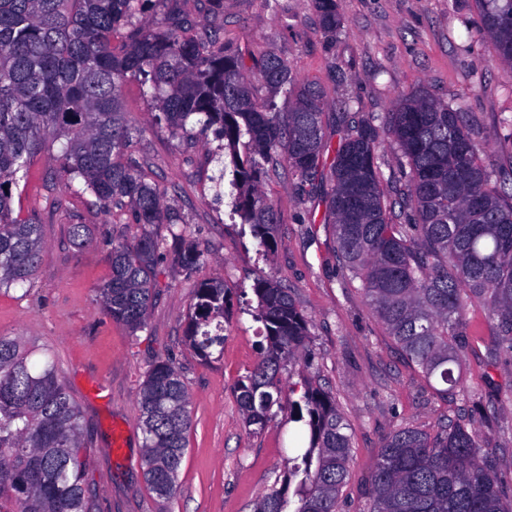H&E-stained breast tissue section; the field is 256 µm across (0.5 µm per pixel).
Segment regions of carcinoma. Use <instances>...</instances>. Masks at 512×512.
Listing matches in <instances>:
<instances>
[{
    "mask_svg": "<svg viewBox=\"0 0 512 512\" xmlns=\"http://www.w3.org/2000/svg\"><path fill=\"white\" fill-rule=\"evenodd\" d=\"M147 1L153 15L142 22ZM166 2L0 0V294L31 281L39 263L41 224L13 216V188L50 137L68 180L83 182L104 209L128 208L123 223L147 228L132 243L112 245L110 277L97 288L113 320L133 334L145 327L164 255L163 240L148 228L183 220L164 208L157 185L126 156L133 136L119 88L134 74L171 136L190 133L193 118L224 141L230 164L216 156L215 195H224L232 166L234 211L268 251L276 245L278 214L259 178L282 169L306 197L330 165L327 207L341 269L360 281L397 348L427 379L456 385L452 365L476 304L486 308L495 336L489 359L511 355L512 191L506 187L512 176L484 161L465 113L414 93L378 125L344 101V132L333 148L325 139L320 87L299 83L274 54L247 65L225 51L222 30L195 31ZM313 2L324 31L336 35V0ZM475 4L498 60L512 66V0ZM249 73L273 93L295 96L292 111L259 103ZM382 125L398 149L404 180L391 200L381 183ZM244 137L253 148L246 159L235 151ZM175 239V265L193 271L204 264L195 239L182 233ZM253 292L267 352L239 383L237 399L246 424L261 428L281 402V370L300 358L308 321L280 282L262 279ZM226 303L224 282H200L186 341L204 362L224 350ZM38 354L24 337L0 335V512H95L79 407L51 357L32 361ZM139 409L145 480L157 496L170 498L191 426L189 392L175 366L160 361L148 370ZM288 420L303 424L306 446L255 512H338L352 441L336 400L311 385L302 402L290 404ZM367 495L368 512H512L494 461L461 417L433 435L413 427L394 431L380 448Z\"/></svg>",
    "mask_w": 512,
    "mask_h": 512,
    "instance_id": "1",
    "label": "carcinoma"
}]
</instances>
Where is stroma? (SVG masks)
I'll return each instance as SVG.
<instances>
[{"mask_svg":"<svg viewBox=\"0 0 512 512\" xmlns=\"http://www.w3.org/2000/svg\"><path fill=\"white\" fill-rule=\"evenodd\" d=\"M336 11L344 32L333 40L312 0H221L224 47L248 61L276 54L300 82L321 87L331 142L341 133L342 101L382 116L404 96L422 92L467 112L485 158L512 165V153L503 147V119L512 114V66L497 61L474 0H336ZM120 98L138 129L132 157L157 184L164 204L184 217L206 264L187 273L171 258L161 260L147 324L130 335L104 311L96 290L110 273L112 245L133 241L141 228L113 223L79 183L64 184L55 152L44 151L13 197L16 214L38 218L44 248L31 286L0 295V334H20L48 348L80 407L91 443L87 482L96 493V512H254L279 485L293 454L288 412L275 410L258 431L245 424L237 400L239 381L263 353L261 324L253 316V286L261 279L287 287L310 322L305 359L282 370L283 401L299 400L307 386H320L335 396L353 429L339 512H365L377 455L396 428L433 434L460 414L494 456L497 482L512 499V451L501 449L512 429V358L489 363L485 310L469 309V336L453 367L458 383L438 393L402 356L363 293L341 274L333 229L324 222L330 170H323L306 198L296 194L287 175L262 178L261 189L280 218L278 245L265 251L234 215L231 196H214L211 156L220 141L199 131L171 137L156 124L136 77L123 81ZM74 224L91 228L83 245L70 238ZM204 280L223 281L228 295L224 352L208 364L184 339L190 305ZM159 360L182 374L192 413L177 490L169 499L153 493L143 475L139 391ZM117 424L126 441L119 454L112 451Z\"/></svg>","mask_w":512,"mask_h":512,"instance_id":"1","label":"stroma"}]
</instances>
